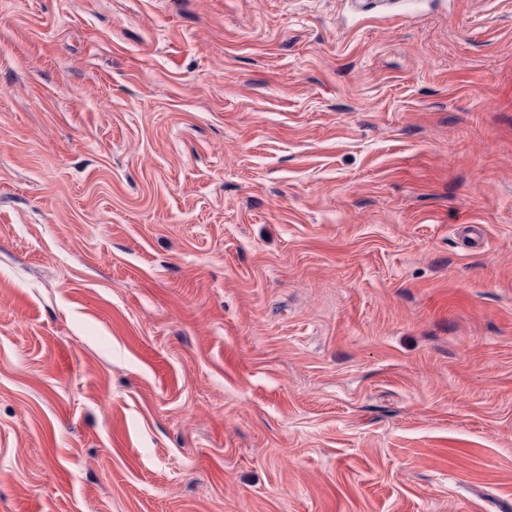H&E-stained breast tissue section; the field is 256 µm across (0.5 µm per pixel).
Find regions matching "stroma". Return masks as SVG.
Wrapping results in <instances>:
<instances>
[{
  "label": "stroma",
  "instance_id": "35a3bbf8",
  "mask_svg": "<svg viewBox=\"0 0 512 512\" xmlns=\"http://www.w3.org/2000/svg\"><path fill=\"white\" fill-rule=\"evenodd\" d=\"M0 512H512V0H0Z\"/></svg>",
  "mask_w": 512,
  "mask_h": 512
}]
</instances>
